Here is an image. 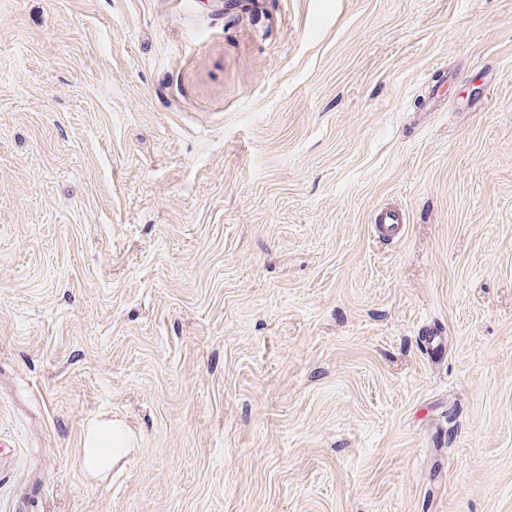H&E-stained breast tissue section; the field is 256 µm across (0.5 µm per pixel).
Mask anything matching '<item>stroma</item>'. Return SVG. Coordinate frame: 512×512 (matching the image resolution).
Listing matches in <instances>:
<instances>
[{
    "label": "stroma",
    "mask_w": 512,
    "mask_h": 512,
    "mask_svg": "<svg viewBox=\"0 0 512 512\" xmlns=\"http://www.w3.org/2000/svg\"><path fill=\"white\" fill-rule=\"evenodd\" d=\"M224 2L0 0V512H512V0ZM124 427L118 422H103L89 434L83 453V466L91 474H100L131 450Z\"/></svg>",
    "instance_id": "obj_1"
}]
</instances>
